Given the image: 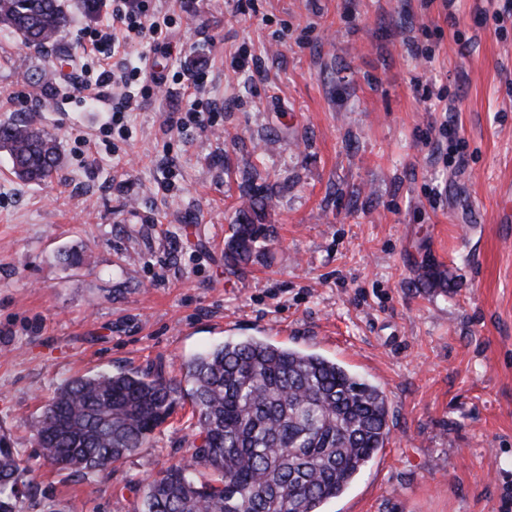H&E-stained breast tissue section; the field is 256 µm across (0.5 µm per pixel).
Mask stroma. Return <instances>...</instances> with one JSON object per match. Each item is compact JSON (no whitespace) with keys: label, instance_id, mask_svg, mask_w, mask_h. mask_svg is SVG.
<instances>
[{"label":"stroma","instance_id":"obj_1","mask_svg":"<svg viewBox=\"0 0 512 512\" xmlns=\"http://www.w3.org/2000/svg\"><path fill=\"white\" fill-rule=\"evenodd\" d=\"M477 4L162 0L169 48L131 53L167 85L96 153L108 113L62 94L95 17L72 6L39 53L0 32V122L37 117L61 152L24 183L0 151V430L37 474L19 512H135L199 437L184 403L120 466L57 469L31 425L63 381H181L248 336L387 396L386 447L324 512H512V0ZM199 71L211 121L181 131L175 76ZM249 177L272 197L269 254L233 273Z\"/></svg>","mask_w":512,"mask_h":512}]
</instances>
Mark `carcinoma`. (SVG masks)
Wrapping results in <instances>:
<instances>
[{
	"mask_svg": "<svg viewBox=\"0 0 512 512\" xmlns=\"http://www.w3.org/2000/svg\"><path fill=\"white\" fill-rule=\"evenodd\" d=\"M67 0H0V29L25 45H53L69 22ZM12 172L44 182L60 146L34 118L0 124ZM245 206L225 244L224 265L265 256L268 196L245 185ZM191 389L160 373H100L67 380L32 424L44 460L83 475L102 472L144 447L189 399L201 442L182 463L156 472L139 512H322L385 447L387 397L322 355L248 338L184 365ZM205 469L211 478L194 479ZM34 470L0 434V512H17Z\"/></svg>",
	"mask_w": 512,
	"mask_h": 512,
	"instance_id": "cac0c4a2",
	"label": "carcinoma"
}]
</instances>
